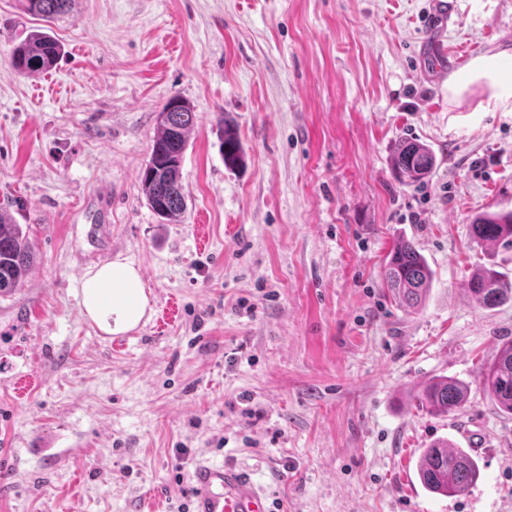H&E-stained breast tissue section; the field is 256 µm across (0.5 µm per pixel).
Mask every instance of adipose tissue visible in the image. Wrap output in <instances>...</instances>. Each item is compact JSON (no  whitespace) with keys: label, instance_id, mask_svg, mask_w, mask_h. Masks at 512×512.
<instances>
[{"label":"adipose tissue","instance_id":"obj_1","mask_svg":"<svg viewBox=\"0 0 512 512\" xmlns=\"http://www.w3.org/2000/svg\"><path fill=\"white\" fill-rule=\"evenodd\" d=\"M86 316L107 334L136 328L144 319L149 300L141 276L131 263L116 259L95 266L80 283Z\"/></svg>","mask_w":512,"mask_h":512}]
</instances>
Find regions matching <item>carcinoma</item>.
Here are the masks:
<instances>
[{
	"label": "carcinoma",
	"mask_w": 512,
	"mask_h": 512,
	"mask_svg": "<svg viewBox=\"0 0 512 512\" xmlns=\"http://www.w3.org/2000/svg\"><path fill=\"white\" fill-rule=\"evenodd\" d=\"M25 11L50 23L67 14L71 0H23ZM61 45L50 34L32 31L11 54L13 67L21 74L44 73L53 67ZM196 124L194 107L179 96L171 97L159 113V126L152 153L141 174V185L153 211L165 224L182 221L186 201L182 185V158L188 135ZM224 164L241 159V146L235 131L226 126L221 133ZM436 155L417 140H401L394 149L396 180L411 186L430 178ZM477 242L512 249V211L485 212L472 224ZM34 263V251L21 225L0 212V295L20 287ZM434 272L409 240H400L389 253L383 268V282L395 302L408 312L420 309L431 288ZM467 292L482 308L492 309L512 300V277L493 267L475 270L467 280ZM485 391L497 409L512 415V340L505 341L492 359L479 370ZM468 383L448 376L436 377L413 395L418 406L433 415H447L465 405ZM421 485L433 494L456 496L476 483L480 469L476 459L463 448L441 440L424 449L417 463Z\"/></svg>",
	"instance_id": "obj_1"
}]
</instances>
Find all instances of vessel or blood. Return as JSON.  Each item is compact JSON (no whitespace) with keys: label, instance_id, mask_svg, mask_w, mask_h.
<instances>
[{"label":"vessel or blood","instance_id":"obj_1","mask_svg":"<svg viewBox=\"0 0 512 512\" xmlns=\"http://www.w3.org/2000/svg\"><path fill=\"white\" fill-rule=\"evenodd\" d=\"M192 478L196 512H269L266 490L243 468L202 460Z\"/></svg>","mask_w":512,"mask_h":512}]
</instances>
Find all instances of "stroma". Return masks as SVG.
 Returning <instances> with one entry per match:
<instances>
[{"instance_id": "stroma-1", "label": "stroma", "mask_w": 512, "mask_h": 512, "mask_svg": "<svg viewBox=\"0 0 512 512\" xmlns=\"http://www.w3.org/2000/svg\"><path fill=\"white\" fill-rule=\"evenodd\" d=\"M74 0L47 25L62 55L23 75L41 22L0 0V209L35 263L0 295V512H182L203 458L245 468L274 512H512V415L478 368L512 339V302L483 309L473 269L512 250L470 224L512 209V0ZM197 124L187 202L161 223L139 174L171 96ZM231 124L244 162L226 168ZM436 153L393 176L396 142ZM435 272L405 313L382 280L401 237ZM121 258L154 315L122 343L78 295ZM470 385L435 416L410 390ZM481 476L428 492L415 465L465 430ZM60 52L61 45L55 38L35 30L13 48L11 63L21 74L44 73L51 70ZM436 167V155L417 140H401L394 149L393 169L396 180L411 186L430 178Z\"/></svg>"}]
</instances>
